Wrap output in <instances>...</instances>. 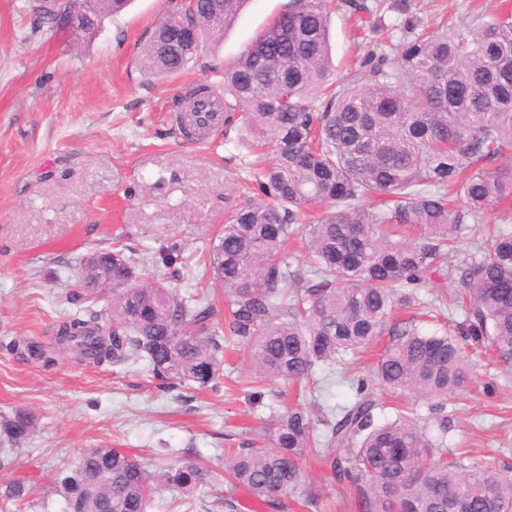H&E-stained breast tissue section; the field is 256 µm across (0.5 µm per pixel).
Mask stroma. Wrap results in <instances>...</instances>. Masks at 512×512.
I'll return each instance as SVG.
<instances>
[{"label":"stroma","instance_id":"1","mask_svg":"<svg viewBox=\"0 0 512 512\" xmlns=\"http://www.w3.org/2000/svg\"><path fill=\"white\" fill-rule=\"evenodd\" d=\"M360 2L390 32L363 30L359 12L330 0L336 83L355 57H395L405 18L434 29L512 9V0ZM19 3L0 0V414L27 408L39 426L23 446L0 451V492L25 479L34 489L9 512H62L54 475L85 449L125 448L154 465L159 453L174 460L191 446L212 459L245 447L249 425L292 401L290 385L256 374L244 359L213 393L160 389L137 364L95 367L62 352L45 367L4 348L19 336L52 344L71 310L65 298L80 282L77 259L112 249L119 235L140 254L179 243L188 264L173 287L207 290L217 309L227 308V292L204 277L201 263L234 206L260 193L238 141L241 117L189 139L177 122L180 100L199 84L219 85L224 67L289 0H245L235 22L183 70L153 78L141 68L142 48L179 0H130L90 38L62 32L28 40L31 16ZM447 411L449 451L512 468V375L480 361ZM304 468V491L322 499L323 512H354L319 459L307 458Z\"/></svg>","mask_w":512,"mask_h":512}]
</instances>
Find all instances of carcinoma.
Listing matches in <instances>:
<instances>
[{"instance_id": "cac0c4a2", "label": "carcinoma", "mask_w": 512, "mask_h": 512, "mask_svg": "<svg viewBox=\"0 0 512 512\" xmlns=\"http://www.w3.org/2000/svg\"><path fill=\"white\" fill-rule=\"evenodd\" d=\"M127 0H99L82 31ZM244 0H197L156 24L143 48L149 75L182 70L207 34L228 26ZM293 6L258 33L223 73L225 118L244 112L247 153L269 149L257 172L268 201L235 205L205 266L231 295L229 318L215 320L205 295L186 298L170 286L185 264L177 245L137 260L124 250L96 251L87 281L71 294L84 303L58 325L56 347L14 338L6 348L19 360L48 366L57 350L80 363L121 366L146 362L164 389L215 390L224 371V339L262 375L309 381L318 369L389 341L371 380L428 406L437 435L418 425L417 412L378 422L381 403L368 380L351 383L354 398L314 422L300 405L261 422L255 434L267 448H241L224 459V476L199 456L149 470L120 448H90L61 470L57 491L66 512H148L157 493L180 495L186 512L235 508L218 489L243 488L275 512L304 487L300 460L327 455L334 481L344 485L358 512H512V477L491 461L448 457V396L464 390L477 367L474 354L492 348L512 369V231L500 228L475 248L459 271L455 305L464 319L422 330L417 319L395 317L396 306L448 308V293L430 287L448 251L471 225L512 201V18H484L473 26L432 31L405 24L393 59L372 53L355 61L350 81L330 83L327 0H292ZM31 33L64 29L63 4L24 0ZM211 92L189 97L184 122L209 126ZM375 199L378 205L365 202ZM329 213L300 222L306 205ZM305 236L317 282L292 286L291 234ZM162 265L161 278L136 266ZM112 278V295L96 288ZM106 297L112 323L88 306ZM37 417L17 409L0 418V447L26 443ZM31 484L11 483L6 496L28 497Z\"/></svg>"}]
</instances>
